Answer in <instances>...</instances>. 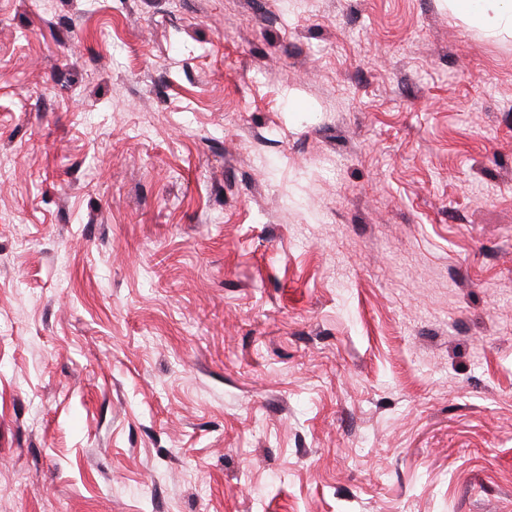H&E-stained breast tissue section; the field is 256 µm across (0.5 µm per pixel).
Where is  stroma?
<instances>
[{
    "mask_svg": "<svg viewBox=\"0 0 512 512\" xmlns=\"http://www.w3.org/2000/svg\"><path fill=\"white\" fill-rule=\"evenodd\" d=\"M0 512H512V34L0 0Z\"/></svg>",
    "mask_w": 512,
    "mask_h": 512,
    "instance_id": "obj_1",
    "label": "stroma"
}]
</instances>
